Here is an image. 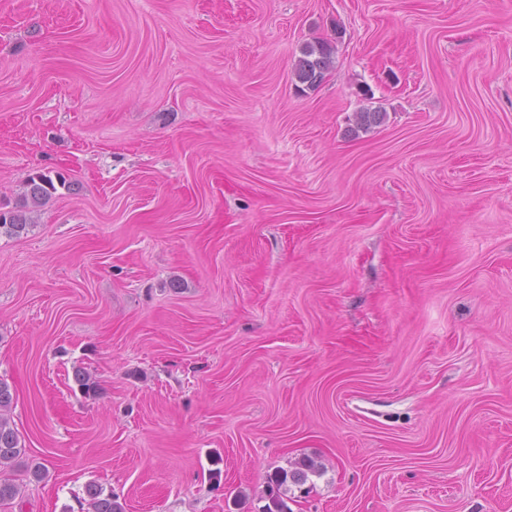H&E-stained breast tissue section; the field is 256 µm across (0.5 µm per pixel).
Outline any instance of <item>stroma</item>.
Returning a JSON list of instances; mask_svg holds the SVG:
<instances>
[{"mask_svg":"<svg viewBox=\"0 0 512 512\" xmlns=\"http://www.w3.org/2000/svg\"><path fill=\"white\" fill-rule=\"evenodd\" d=\"M34 173L9 512H261L304 458L290 512H512V0H0V208ZM335 47L328 41H314L307 43L295 64V75L298 81L306 84L307 88H314L325 77L334 63ZM25 188V197L33 205L41 204L57 190L52 177L45 174L29 177L25 183ZM288 478L293 482H303L306 480L307 475L302 469L291 471L290 473L288 470H281L276 473L268 485L267 498L269 503L263 512H290L284 511L285 505L281 496V489L288 483ZM85 502L87 512H124V506L118 499L119 496L112 492L105 494L102 487L97 484H88L86 486Z\"/></svg>","mask_w":512,"mask_h":512,"instance_id":"obj_1","label":"stroma"}]
</instances>
